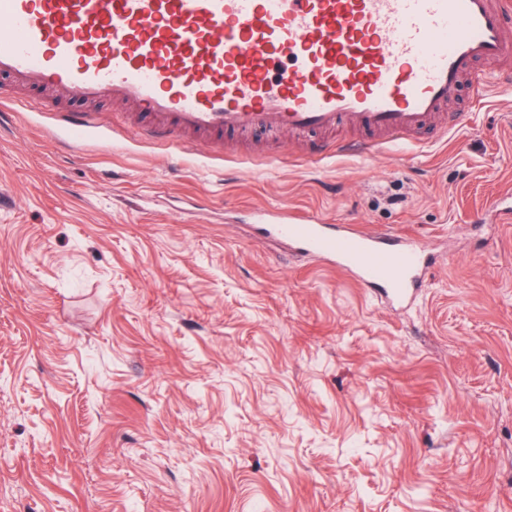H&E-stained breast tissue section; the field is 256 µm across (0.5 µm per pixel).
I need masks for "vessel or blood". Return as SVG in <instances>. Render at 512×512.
<instances>
[{"label": "vessel or blood", "mask_w": 512, "mask_h": 512, "mask_svg": "<svg viewBox=\"0 0 512 512\" xmlns=\"http://www.w3.org/2000/svg\"><path fill=\"white\" fill-rule=\"evenodd\" d=\"M512 0H0V77L96 105L150 114L174 141L224 131H326L345 121L371 154L414 142L473 97L512 91ZM72 139L88 112L56 104ZM295 249L349 272L395 308L409 306L432 260L423 247L299 212H257Z\"/></svg>", "instance_id": "b4317fda"}]
</instances>
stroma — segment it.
<instances>
[{"instance_id": "35a3bbf8", "label": "stroma", "mask_w": 512, "mask_h": 512, "mask_svg": "<svg viewBox=\"0 0 512 512\" xmlns=\"http://www.w3.org/2000/svg\"><path fill=\"white\" fill-rule=\"evenodd\" d=\"M428 143L0 119V512H512V93ZM255 209L418 240L394 309Z\"/></svg>"}]
</instances>
